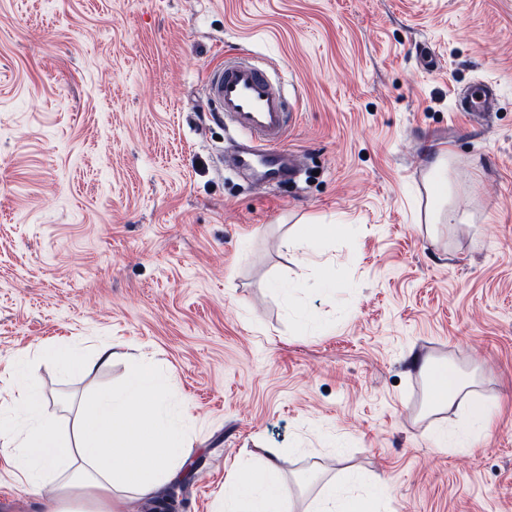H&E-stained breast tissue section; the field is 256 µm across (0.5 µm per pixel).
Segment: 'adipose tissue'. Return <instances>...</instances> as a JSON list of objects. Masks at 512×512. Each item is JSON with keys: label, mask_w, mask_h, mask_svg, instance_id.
<instances>
[{"label": "adipose tissue", "mask_w": 512, "mask_h": 512, "mask_svg": "<svg viewBox=\"0 0 512 512\" xmlns=\"http://www.w3.org/2000/svg\"><path fill=\"white\" fill-rule=\"evenodd\" d=\"M41 355L65 374L85 376L108 366L114 353L104 345L88 357L55 344L43 347ZM0 380L7 383L8 397L0 407V437L12 444L13 468L34 489H49L48 512H112L115 498H153L175 474L188 409H170L169 380L151 364L134 365L122 389H101L81 402L71 439L44 413V397L21 362L0 366ZM281 455V449H266L264 479L236 470L224 484V512H282L288 488L280 479ZM313 512H377V502L329 481Z\"/></svg>", "instance_id": "1"}]
</instances>
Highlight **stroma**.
<instances>
[{
  "instance_id": "35a3bbf8",
  "label": "stroma",
  "mask_w": 512,
  "mask_h": 512,
  "mask_svg": "<svg viewBox=\"0 0 512 512\" xmlns=\"http://www.w3.org/2000/svg\"><path fill=\"white\" fill-rule=\"evenodd\" d=\"M238 54L296 115L301 189L224 162L205 78ZM475 81L481 122L455 110ZM439 159L467 223L430 221ZM52 342L115 355L71 377ZM22 353L65 435L134 364L171 377L176 512H219L267 448L292 512L354 475L380 512H512V0H0V362ZM421 359L474 377L472 443ZM11 452L0 512H45ZM457 101V111L463 112L468 119L486 120L490 112H495L497 89L492 83L481 81L461 91Z\"/></svg>"
}]
</instances>
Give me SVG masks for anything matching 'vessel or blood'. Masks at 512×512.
I'll return each instance as SVG.
<instances>
[{
  "label": "vessel or blood",
  "instance_id": "obj_1",
  "mask_svg": "<svg viewBox=\"0 0 512 512\" xmlns=\"http://www.w3.org/2000/svg\"><path fill=\"white\" fill-rule=\"evenodd\" d=\"M208 99L225 122L249 142V150L239 154L237 162L246 170L260 169L263 176H285L291 170V151L283 139L293 119L276 81L247 58L225 57L210 70L206 83ZM457 109L468 119L483 120L496 108L497 89L479 82L459 93Z\"/></svg>",
  "mask_w": 512,
  "mask_h": 512
}]
</instances>
